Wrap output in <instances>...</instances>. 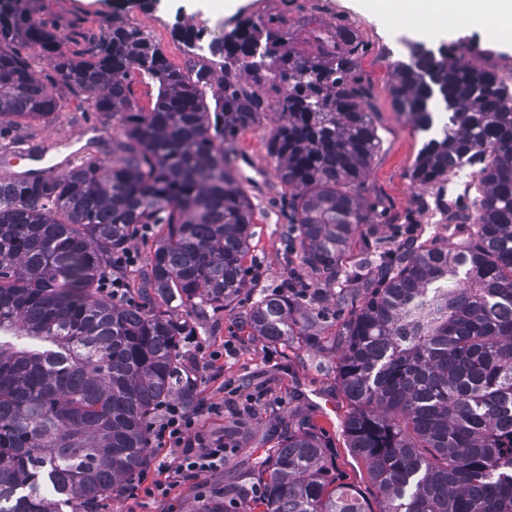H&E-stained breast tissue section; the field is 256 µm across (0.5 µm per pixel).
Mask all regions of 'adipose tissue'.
Returning <instances> with one entry per match:
<instances>
[{"label": "adipose tissue", "instance_id": "ef3b65f1", "mask_svg": "<svg viewBox=\"0 0 512 512\" xmlns=\"http://www.w3.org/2000/svg\"><path fill=\"white\" fill-rule=\"evenodd\" d=\"M371 7L402 19L418 15L442 24L467 17L493 20L499 30L512 32V0H368Z\"/></svg>", "mask_w": 512, "mask_h": 512}]
</instances>
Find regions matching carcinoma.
Instances as JSON below:
<instances>
[{
    "instance_id": "1",
    "label": "carcinoma",
    "mask_w": 512,
    "mask_h": 512,
    "mask_svg": "<svg viewBox=\"0 0 512 512\" xmlns=\"http://www.w3.org/2000/svg\"><path fill=\"white\" fill-rule=\"evenodd\" d=\"M222 30L186 74L129 22L108 20L67 52L56 27L0 0V137L56 119L60 85L121 124L62 172L0 176V512H98L121 498L148 463L160 407L196 398L182 350L194 331L172 308L232 312L242 296L252 335L334 349L347 444L376 491L374 509L332 486L328 440L294 415L253 463L261 512H512V88L462 55L408 46L389 93L429 131L411 178L478 164L480 195L455 213L461 243L369 245L347 262L375 223L361 188L379 145L356 35L327 30L310 57L284 49L270 19ZM18 41L51 61L50 81ZM133 71L157 86L148 112ZM268 112L307 269L272 290L247 263L253 207L230 158ZM151 225L146 269L125 268L116 300L104 291L113 258ZM333 287L343 318L326 343L320 303ZM200 512L254 510L228 485Z\"/></svg>"
}]
</instances>
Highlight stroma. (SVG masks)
Segmentation results:
<instances>
[{
	"mask_svg": "<svg viewBox=\"0 0 512 512\" xmlns=\"http://www.w3.org/2000/svg\"><path fill=\"white\" fill-rule=\"evenodd\" d=\"M37 18L53 20L61 32L73 21L98 29L102 16L133 23L159 44L171 65L185 69L189 56L175 31L194 26L196 19L223 18L220 10L206 9L198 0H158L140 8L134 0H29ZM239 16L283 21L291 36V49L307 56L320 52L312 40L322 27L349 29L360 48L356 74L364 90V105L373 112L380 145L363 177V196L376 213L375 223L364 225L362 240L392 250L410 239L447 240L449 212L477 197L475 185L447 194V182L421 184L411 179L410 168L422 145L411 122L395 112L389 96L392 64L406 52L389 48L385 32L392 18L364 9L360 0H244ZM404 42H422L430 48L454 45L476 67L494 71L503 82L512 81V42L503 34L486 35L477 28L449 25L431 32L421 22L401 28ZM67 110L54 121L34 123L24 130L32 142L47 147V156L61 160L102 130L87 102L65 94ZM273 123L264 118L241 131L234 141L235 166L242 189L253 206L250 252L263 285L273 287L288 275L301 272L298 247L287 233L290 191L278 176L268 153ZM194 334L183 345L185 365L197 382L196 432L207 440H226L229 449L216 469L198 479L173 483L168 497L148 496L156 480L167 477L176 465L174 449L153 445L149 463L134 480L133 490L110 503L109 512H195L209 495L225 483L247 486L250 497L259 488L250 480L251 464L263 448L280 437L289 413L310 418L324 429L332 446L337 482L372 494L365 463L348 448L343 421L348 403L336 383V356L328 349L315 351L300 341L273 345L251 335L243 325V312L228 314L206 309L189 315ZM238 421L239 434L228 438L225 426Z\"/></svg>",
	"mask_w": 512,
	"mask_h": 512,
	"instance_id": "1",
	"label": "stroma"
}]
</instances>
